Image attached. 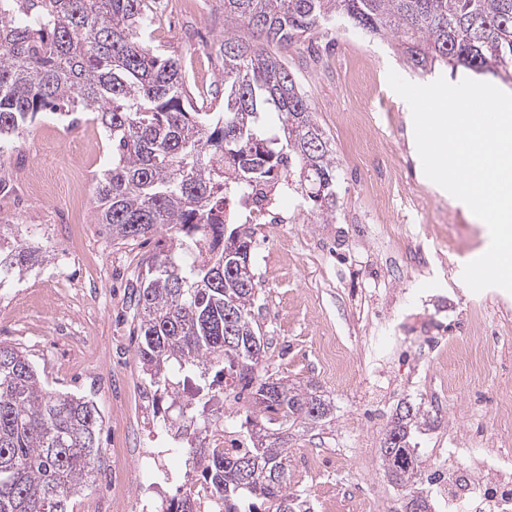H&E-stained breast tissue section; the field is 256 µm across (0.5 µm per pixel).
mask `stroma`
I'll list each match as a JSON object with an SVG mask.
<instances>
[{"label": "stroma", "mask_w": 512, "mask_h": 512, "mask_svg": "<svg viewBox=\"0 0 512 512\" xmlns=\"http://www.w3.org/2000/svg\"><path fill=\"white\" fill-rule=\"evenodd\" d=\"M181 2L156 0L164 24L152 32L153 43L178 57L191 83L223 106L222 0H198L193 8ZM280 55L341 165L333 223H315L292 209L288 224L254 227L253 263L263 287L254 312L269 343L265 369L276 378L316 381L336 404L323 426L289 429L288 481L308 497L312 512H327L332 494L325 482L343 448L365 488L379 492L388 512H402L401 492L379 458L398 402L424 404L443 394L445 423L423 435L421 446L449 475L461 468L455 449L469 441L512 457L500 393L502 385H512V293H475L462 279L464 266L486 251V230L424 174L410 107L387 74L393 70L417 84L425 78L409 72L393 42L341 28L295 42ZM369 137L387 140V155L354 153L356 140ZM111 163L112 141L99 122L82 114L71 125L48 112L0 158V225H8L11 236L40 241L51 256L38 270L0 285V341L21 344L51 389L91 397L103 419V460L70 512H84L90 503L104 507L115 444L125 443L129 467L138 469L141 448L164 417L177 413L164 395L149 413L134 401L149 378L136 354L128 285L168 236L126 246L103 233L95 222L96 185ZM398 218L419 233L415 250L404 254L388 244L387 227ZM59 272L74 283L67 324L31 291L35 278L49 281ZM386 310L395 325L407 311L419 313L409 335L447 339L446 353H434L413 386L403 383L417 353L411 343L381 386L369 379L362 338L368 320ZM327 338L347 354L350 387L337 384L318 351ZM200 478L183 469L144 494L132 481L126 497L143 499L147 512H161Z\"/></svg>", "instance_id": "35a3bbf8"}]
</instances>
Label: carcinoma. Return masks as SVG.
<instances>
[{"label": "carcinoma", "instance_id": "1", "mask_svg": "<svg viewBox=\"0 0 512 512\" xmlns=\"http://www.w3.org/2000/svg\"><path fill=\"white\" fill-rule=\"evenodd\" d=\"M224 107L207 111L179 58L144 39L152 0H0V154L51 112H95L112 139V168L97 184L95 221L129 244L165 232L132 284L137 355L156 389L169 373L218 367L239 400L250 447L191 448L195 469L222 512H311L288 487V423L320 426L334 406L311 381L262 374L267 342L254 317V266L213 283L230 240L251 255L253 232L233 204L254 182L297 195L324 224L336 215L339 162L278 49L353 24L389 37L411 71L443 64L512 76V0H223ZM244 27L249 37L238 34ZM50 256L28 239L0 238V280ZM103 420L86 396L46 388L28 354L0 342V512H68L101 457ZM420 404L400 403L380 448L403 491V512H433L418 436L431 426Z\"/></svg>", "mask_w": 512, "mask_h": 512}]
</instances>
